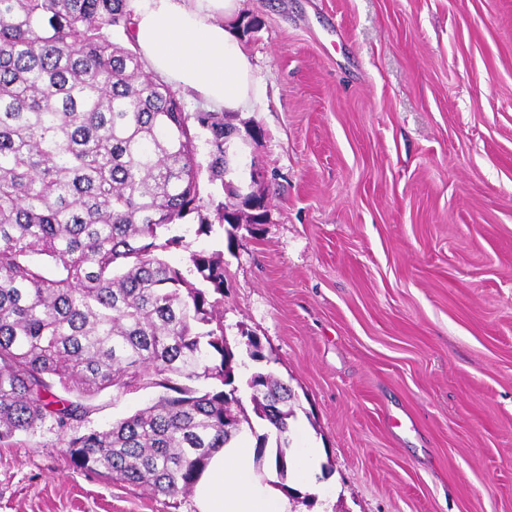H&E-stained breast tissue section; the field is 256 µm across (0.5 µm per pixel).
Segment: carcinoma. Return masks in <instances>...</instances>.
<instances>
[{"instance_id":"1","label":"carcinoma","mask_w":512,"mask_h":512,"mask_svg":"<svg viewBox=\"0 0 512 512\" xmlns=\"http://www.w3.org/2000/svg\"><path fill=\"white\" fill-rule=\"evenodd\" d=\"M132 17L129 0H0V447L50 419L75 466L174 498L253 426L230 389L220 300L160 256L183 242L164 232L234 228L245 213L263 223V201L224 182L231 143L260 128L186 112L144 73ZM204 171L230 202L202 204ZM189 263L224 295L222 254ZM248 386L269 428L257 458L273 443L283 479L292 390L263 372ZM147 388L159 390L151 403L90 427L98 393Z\"/></svg>"}]
</instances>
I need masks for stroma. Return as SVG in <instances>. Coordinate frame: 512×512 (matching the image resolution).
Instances as JSON below:
<instances>
[{
  "mask_svg": "<svg viewBox=\"0 0 512 512\" xmlns=\"http://www.w3.org/2000/svg\"><path fill=\"white\" fill-rule=\"evenodd\" d=\"M260 104L225 178L260 224L172 225L222 252L238 395L269 372L324 470L291 512H512V0H243ZM264 358L251 360L247 336ZM153 388L94 399L95 427ZM0 512H196L76 468L52 423L0 447Z\"/></svg>",
  "mask_w": 512,
  "mask_h": 512,
  "instance_id": "stroma-1",
  "label": "stroma"
}]
</instances>
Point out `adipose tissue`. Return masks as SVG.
Segmentation results:
<instances>
[{
	"mask_svg": "<svg viewBox=\"0 0 512 512\" xmlns=\"http://www.w3.org/2000/svg\"><path fill=\"white\" fill-rule=\"evenodd\" d=\"M133 36L151 70L228 112L254 107L259 81L236 27L239 0H136ZM249 442L215 450L194 488L198 512H291L275 477H260Z\"/></svg>",
	"mask_w": 512,
	"mask_h": 512,
	"instance_id": "1",
	"label": "adipose tissue"
}]
</instances>
